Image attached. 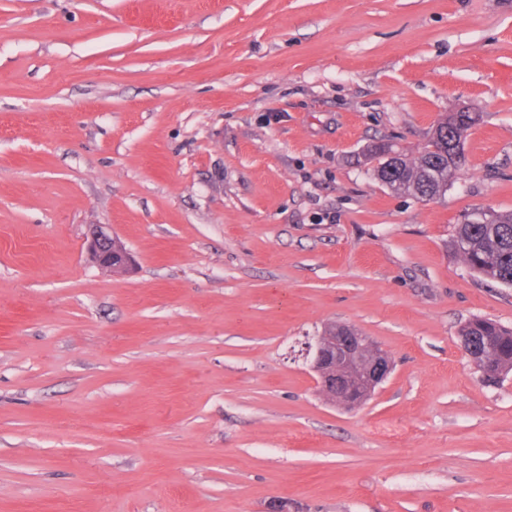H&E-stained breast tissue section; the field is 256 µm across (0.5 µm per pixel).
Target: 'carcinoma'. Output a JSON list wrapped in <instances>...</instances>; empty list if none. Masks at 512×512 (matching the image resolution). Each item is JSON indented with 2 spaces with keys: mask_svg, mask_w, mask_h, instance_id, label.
<instances>
[{
  "mask_svg": "<svg viewBox=\"0 0 512 512\" xmlns=\"http://www.w3.org/2000/svg\"><path fill=\"white\" fill-rule=\"evenodd\" d=\"M481 120L478 112H450L435 129L448 131L450 139L462 144L467 132ZM376 172L392 190L425 200L447 190L453 178L447 160L426 150L414 159L400 157L399 165L391 171L382 166ZM459 243L462 247L458 253L470 270L512 285V213L496 214L490 224L458 225L454 244ZM459 334L474 337L478 349L482 348L483 337H492L500 375L488 378L486 384L497 385L512 373V329L491 320L474 318L461 326Z\"/></svg>",
  "mask_w": 512,
  "mask_h": 512,
  "instance_id": "1",
  "label": "carcinoma"
}]
</instances>
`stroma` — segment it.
I'll use <instances>...</instances> for the list:
<instances>
[{
    "label": "stroma",
    "instance_id": "1",
    "mask_svg": "<svg viewBox=\"0 0 512 512\" xmlns=\"http://www.w3.org/2000/svg\"><path fill=\"white\" fill-rule=\"evenodd\" d=\"M447 191L375 176L457 106ZM512 213V0H0V512H512V328L463 215ZM105 224L134 259L89 257ZM350 324L359 409L305 359ZM459 334L461 335L459 337L462 349L471 363L475 351L472 336L475 338L476 348L480 351L483 344V336L492 337L495 345V360L500 368V376L490 377L487 380L483 379L484 383L498 385L512 372V329L491 320L473 318L461 326ZM305 355L320 391L347 409L362 406L393 370L389 354L350 326L323 332Z\"/></svg>",
    "mask_w": 512,
    "mask_h": 512
}]
</instances>
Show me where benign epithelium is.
<instances>
[{"mask_svg": "<svg viewBox=\"0 0 512 512\" xmlns=\"http://www.w3.org/2000/svg\"><path fill=\"white\" fill-rule=\"evenodd\" d=\"M430 151L452 157L456 170L462 165V150L454 141L434 135ZM87 249L91 259L106 271H123L132 265L130 253L101 224L92 225ZM306 358L320 391L347 409L362 406L393 370L389 354L350 326L322 333L307 346Z\"/></svg>", "mask_w": 512, "mask_h": 512, "instance_id": "obj_1", "label": "benign epithelium"}]
</instances>
